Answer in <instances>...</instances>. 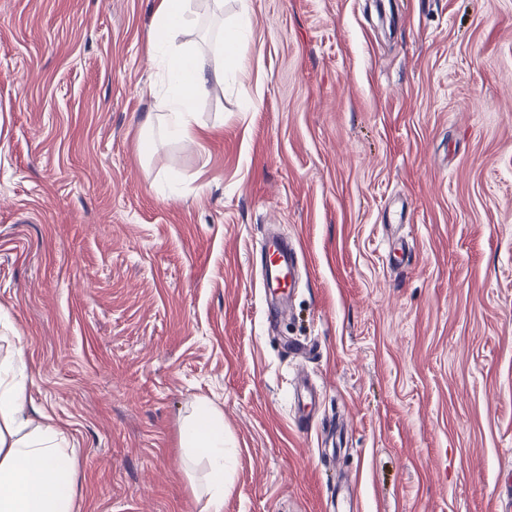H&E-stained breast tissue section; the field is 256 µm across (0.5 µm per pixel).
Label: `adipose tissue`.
Listing matches in <instances>:
<instances>
[{
  "instance_id": "obj_1",
  "label": "adipose tissue",
  "mask_w": 512,
  "mask_h": 512,
  "mask_svg": "<svg viewBox=\"0 0 512 512\" xmlns=\"http://www.w3.org/2000/svg\"><path fill=\"white\" fill-rule=\"evenodd\" d=\"M221 0H159L149 46L158 55L164 90L159 111L145 127L164 119L168 134L200 147L195 107L224 83V52L238 50L251 21L250 0H239L233 23L222 25L212 56L190 47L183 35L200 12L211 13ZM27 364L19 337L0 338V512H74L79 469L69 437L51 417L27 416ZM179 447L193 465L190 479L203 512H224V415L206 398L197 399L179 428Z\"/></svg>"
}]
</instances>
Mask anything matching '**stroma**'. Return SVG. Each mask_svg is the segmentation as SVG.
<instances>
[{"mask_svg": "<svg viewBox=\"0 0 512 512\" xmlns=\"http://www.w3.org/2000/svg\"><path fill=\"white\" fill-rule=\"evenodd\" d=\"M156 2L0 0V311L75 512H201L199 398L224 512H512V0H251L203 150L148 160ZM274 228L305 258L271 325ZM179 447L193 465L190 479L204 501L201 512L224 511V415L207 398L197 399L179 428Z\"/></svg>", "mask_w": 512, "mask_h": 512, "instance_id": "35a3bbf8", "label": "stroma"}]
</instances>
